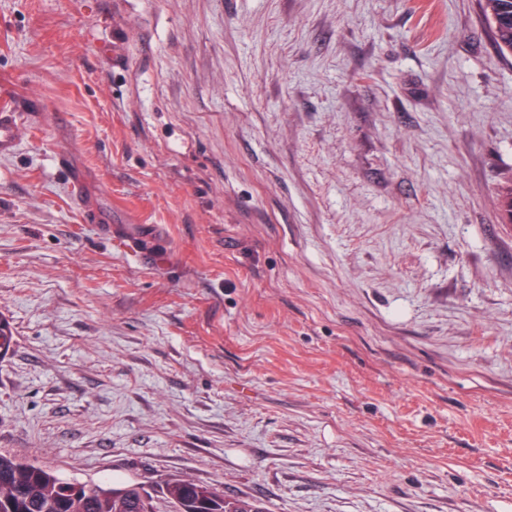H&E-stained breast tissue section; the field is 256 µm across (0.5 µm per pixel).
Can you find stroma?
Listing matches in <instances>:
<instances>
[{
  "label": "stroma",
  "instance_id": "obj_1",
  "mask_svg": "<svg viewBox=\"0 0 512 512\" xmlns=\"http://www.w3.org/2000/svg\"><path fill=\"white\" fill-rule=\"evenodd\" d=\"M0 101V453L512 512V55L478 0H0ZM20 114L12 106L0 104V156L15 152L20 144Z\"/></svg>",
  "mask_w": 512,
  "mask_h": 512
}]
</instances>
